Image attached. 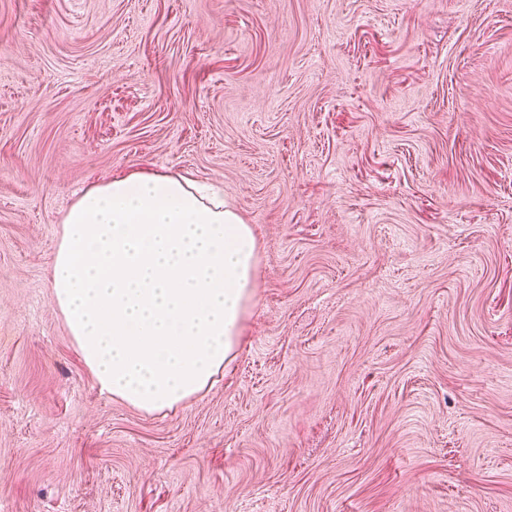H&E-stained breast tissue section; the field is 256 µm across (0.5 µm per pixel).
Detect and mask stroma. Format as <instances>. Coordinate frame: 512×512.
Wrapping results in <instances>:
<instances>
[{
	"label": "stroma",
	"instance_id": "35a3bbf8",
	"mask_svg": "<svg viewBox=\"0 0 512 512\" xmlns=\"http://www.w3.org/2000/svg\"><path fill=\"white\" fill-rule=\"evenodd\" d=\"M140 170L259 253L235 357L153 414L49 285ZM0 512H512V0H0Z\"/></svg>",
	"mask_w": 512,
	"mask_h": 512
}]
</instances>
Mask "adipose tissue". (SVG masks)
<instances>
[{
  "label": "adipose tissue",
  "mask_w": 512,
  "mask_h": 512,
  "mask_svg": "<svg viewBox=\"0 0 512 512\" xmlns=\"http://www.w3.org/2000/svg\"><path fill=\"white\" fill-rule=\"evenodd\" d=\"M252 225L183 175L132 173L67 209L51 296L101 392L147 413L212 386L257 301Z\"/></svg>",
  "instance_id": "adipose-tissue-1"
}]
</instances>
